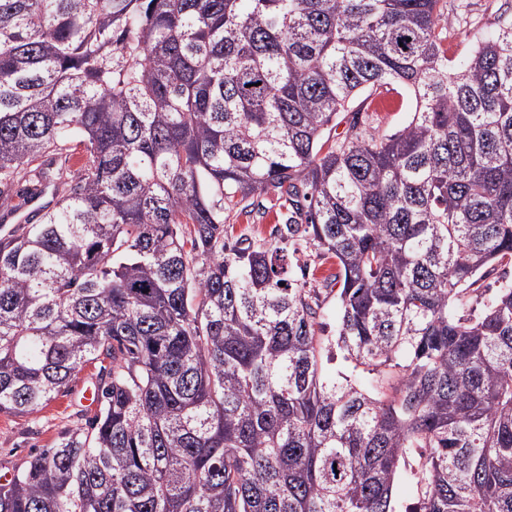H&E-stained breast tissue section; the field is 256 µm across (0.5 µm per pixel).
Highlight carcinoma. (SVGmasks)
Returning a JSON list of instances; mask_svg holds the SVG:
<instances>
[{"label":"carcinoma","mask_w":512,"mask_h":512,"mask_svg":"<svg viewBox=\"0 0 512 512\" xmlns=\"http://www.w3.org/2000/svg\"><path fill=\"white\" fill-rule=\"evenodd\" d=\"M451 34L448 0H0V206L56 198L0 235V415L88 364L99 401L0 512H395L417 448L419 512H512V22L463 67ZM375 109L374 104L367 112L362 111L359 115L360 122H365V125L379 126L380 130L386 133H393L399 129L409 118L410 107L403 108L400 112L386 111L379 109L378 112H372ZM376 114V115H372ZM317 250L314 248L302 249L295 255L289 253V262H291L292 268L296 274L301 277L300 271L296 268V265L304 266L307 265L306 280L310 282V286L315 288H322L321 298L323 307V316L321 321L326 325L325 336H333L336 330V320L338 315V302L336 299L337 287L333 288V291L326 289L324 286L323 279L330 274L336 273V262L334 259L323 258L317 256Z\"/></svg>","instance_id":"1"}]
</instances>
